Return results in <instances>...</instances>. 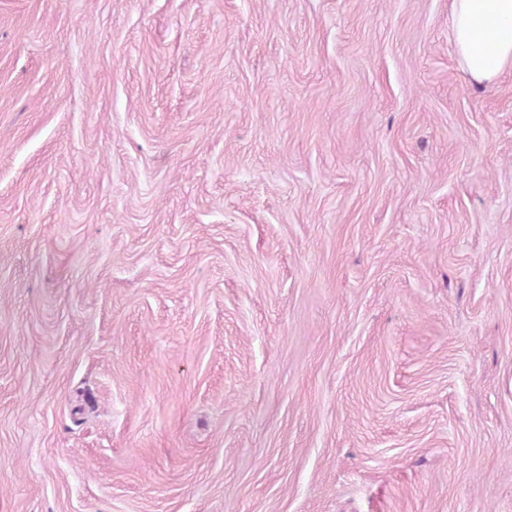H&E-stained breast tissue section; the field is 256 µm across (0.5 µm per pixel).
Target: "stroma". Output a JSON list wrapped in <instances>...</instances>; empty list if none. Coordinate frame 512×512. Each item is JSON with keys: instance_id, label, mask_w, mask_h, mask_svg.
<instances>
[{"instance_id": "stroma-1", "label": "stroma", "mask_w": 512, "mask_h": 512, "mask_svg": "<svg viewBox=\"0 0 512 512\" xmlns=\"http://www.w3.org/2000/svg\"><path fill=\"white\" fill-rule=\"evenodd\" d=\"M450 5L0 0V512H512Z\"/></svg>"}]
</instances>
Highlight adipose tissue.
<instances>
[{
	"label": "adipose tissue",
	"mask_w": 512,
	"mask_h": 512,
	"mask_svg": "<svg viewBox=\"0 0 512 512\" xmlns=\"http://www.w3.org/2000/svg\"><path fill=\"white\" fill-rule=\"evenodd\" d=\"M452 26L456 59L474 83L512 68V0H452Z\"/></svg>",
	"instance_id": "1"
}]
</instances>
